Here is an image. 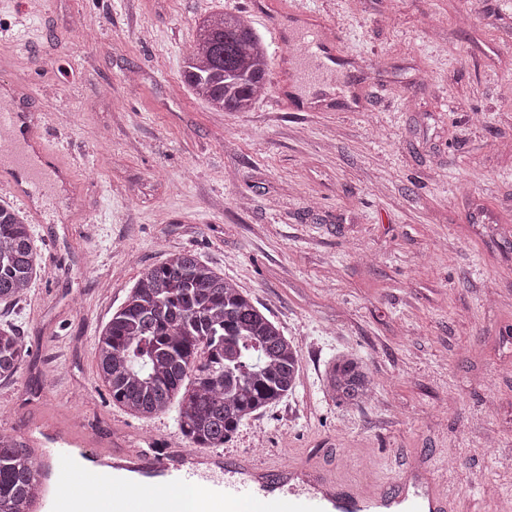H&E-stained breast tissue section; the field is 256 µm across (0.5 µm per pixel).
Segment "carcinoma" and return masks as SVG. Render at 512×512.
<instances>
[{
    "label": "carcinoma",
    "mask_w": 512,
    "mask_h": 512,
    "mask_svg": "<svg viewBox=\"0 0 512 512\" xmlns=\"http://www.w3.org/2000/svg\"><path fill=\"white\" fill-rule=\"evenodd\" d=\"M183 82L214 110L248 112L266 93L269 52L242 16L219 13L196 22ZM41 270L29 225L0 203V301L21 299ZM27 347L0 328V379L16 376ZM98 376L112 402L149 419L178 407L193 448H220L252 414L296 388L301 354L250 298L188 252L145 269L95 348ZM374 389L367 364L338 354L325 370L337 404L358 407ZM37 492L30 455L0 432V512H27Z\"/></svg>",
    "instance_id": "1"
}]
</instances>
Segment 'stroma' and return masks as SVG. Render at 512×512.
I'll return each mask as SVG.
<instances>
[{
  "label": "stroma",
  "instance_id": "obj_1",
  "mask_svg": "<svg viewBox=\"0 0 512 512\" xmlns=\"http://www.w3.org/2000/svg\"><path fill=\"white\" fill-rule=\"evenodd\" d=\"M258 2L0 0V91L71 171L29 202L0 184L42 257L27 296L0 303L28 348L0 381V427L180 438L176 410L113 404L95 344L142 271L191 251L301 352L295 391L222 454L390 489L423 470L460 512H512V0ZM239 11L269 46L268 92L216 112L183 59L199 18ZM319 22L336 77L303 97L276 38ZM340 353L377 379L370 402L326 394Z\"/></svg>",
  "mask_w": 512,
  "mask_h": 512
}]
</instances>
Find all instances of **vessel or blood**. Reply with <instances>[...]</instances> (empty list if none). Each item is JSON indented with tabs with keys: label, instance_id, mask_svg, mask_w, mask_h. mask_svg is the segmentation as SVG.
<instances>
[{
	"label": "vessel or blood",
	"instance_id": "b4317fda",
	"mask_svg": "<svg viewBox=\"0 0 512 512\" xmlns=\"http://www.w3.org/2000/svg\"><path fill=\"white\" fill-rule=\"evenodd\" d=\"M306 59L325 67L330 50L319 29L300 37ZM37 463L40 493L31 512H180L171 489L200 490L198 512H449L445 481L427 475L414 485L363 487L336 470L286 467L251 455L225 458L160 441L145 448H101L71 425L43 421L14 434ZM106 494L87 493L88 481Z\"/></svg>",
	"mask_w": 512,
	"mask_h": 512
}]
</instances>
